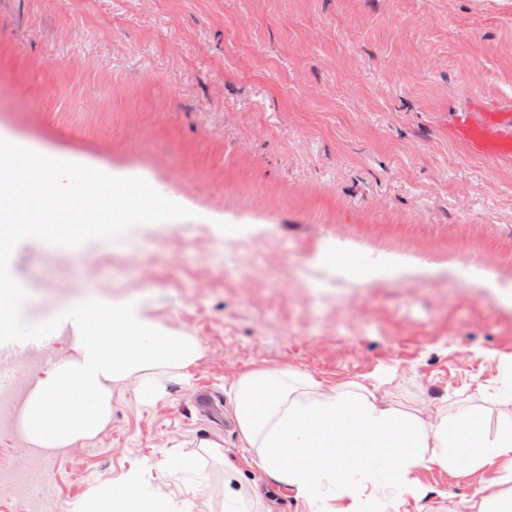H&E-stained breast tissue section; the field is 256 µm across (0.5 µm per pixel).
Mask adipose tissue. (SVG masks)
Returning <instances> with one entry per match:
<instances>
[{
    "instance_id": "obj_1",
    "label": "adipose tissue",
    "mask_w": 512,
    "mask_h": 512,
    "mask_svg": "<svg viewBox=\"0 0 512 512\" xmlns=\"http://www.w3.org/2000/svg\"><path fill=\"white\" fill-rule=\"evenodd\" d=\"M73 332V354L55 362L29 393L23 430L30 445L68 448L109 420L113 384L136 378L138 395L157 377L200 354L190 336L152 324L135 302L84 299L59 321ZM243 447L304 500L318 499L324 479L351 489L357 469L380 470L398 491L410 490L420 466L464 462L480 469L512 454V411L496 433L473 418L401 409L363 384L327 386L291 369L241 376L229 390ZM73 512H174L170 497L149 490L140 474L93 488Z\"/></svg>"
}]
</instances>
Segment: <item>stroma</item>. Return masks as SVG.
Instances as JSON below:
<instances>
[{
  "label": "stroma",
  "mask_w": 512,
  "mask_h": 512,
  "mask_svg": "<svg viewBox=\"0 0 512 512\" xmlns=\"http://www.w3.org/2000/svg\"><path fill=\"white\" fill-rule=\"evenodd\" d=\"M488 100L512 102V0H0V129L143 174L194 213L13 249L27 323L83 292L137 298L201 347L150 402L113 385L105 428L40 460L54 512L132 470L179 512H225L223 464L172 465L205 439L258 488L251 512H314L240 448L228 391L262 369L424 413L477 406L496 431L504 407L485 396L512 389V291L440 261L469 239L512 269V163L449 134ZM70 352L54 334L30 351L22 391ZM203 384L214 412L195 404ZM511 471L512 456L420 467L405 494L374 469L359 480L397 512H464Z\"/></svg>",
  "instance_id": "stroma-1"
}]
</instances>
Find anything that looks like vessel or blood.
Wrapping results in <instances>:
<instances>
[{"label": "vessel or blood", "mask_w": 512, "mask_h": 512, "mask_svg": "<svg viewBox=\"0 0 512 512\" xmlns=\"http://www.w3.org/2000/svg\"><path fill=\"white\" fill-rule=\"evenodd\" d=\"M455 136L473 153L500 160L512 159V108L491 107L482 112L458 113Z\"/></svg>", "instance_id": "1"}]
</instances>
